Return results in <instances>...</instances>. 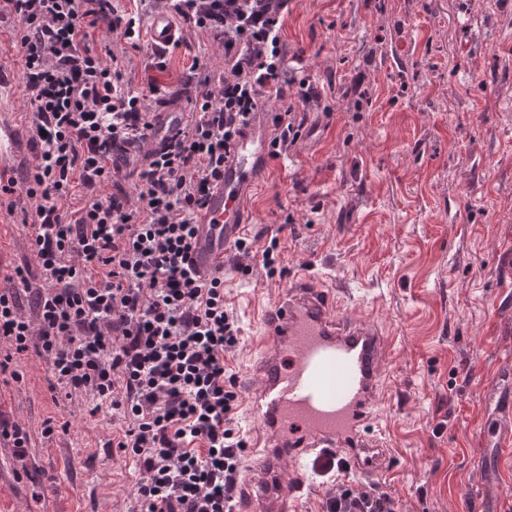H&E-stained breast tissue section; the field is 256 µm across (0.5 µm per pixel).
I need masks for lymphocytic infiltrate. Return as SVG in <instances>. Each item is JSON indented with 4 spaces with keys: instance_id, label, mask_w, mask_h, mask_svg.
<instances>
[{
    "instance_id": "f902f5d3",
    "label": "lymphocytic infiltrate",
    "mask_w": 512,
    "mask_h": 512,
    "mask_svg": "<svg viewBox=\"0 0 512 512\" xmlns=\"http://www.w3.org/2000/svg\"><path fill=\"white\" fill-rule=\"evenodd\" d=\"M289 0H0L22 60L33 162L0 185L8 213L29 226L34 266L0 278V374L36 348L51 387L108 403L126 426L111 445L142 473L135 512H233L247 446L227 358L241 342L224 280L193 271L194 219L224 155L260 101L273 102L271 153L302 137L319 102L309 80L288 75L282 43ZM181 25L222 48L219 78L199 61L178 81L184 126L142 151L153 114L168 100L156 80L125 86L122 65L141 48L143 17ZM111 44L98 53L95 34ZM136 162L131 187L123 165ZM321 512H395L375 487L337 479Z\"/></svg>"
}]
</instances>
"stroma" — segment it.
Returning <instances> with one entry per match:
<instances>
[{
	"mask_svg": "<svg viewBox=\"0 0 512 512\" xmlns=\"http://www.w3.org/2000/svg\"><path fill=\"white\" fill-rule=\"evenodd\" d=\"M289 57L322 94L303 138L247 199L249 236L277 239L286 274H224L241 327L236 385L257 356V311L302 268L351 290L393 340L379 423L392 468L377 488L397 512H512V442L498 429L512 383V0H290ZM13 31L0 23V108L29 119ZM205 37L131 52L123 81L175 83ZM0 381V410L25 428L29 458L0 487V512H130L138 468L109 448L122 423L91 396L52 399L35 353ZM67 431L44 435L45 421Z\"/></svg>",
	"mask_w": 512,
	"mask_h": 512,
	"instance_id": "1",
	"label": "stroma"
}]
</instances>
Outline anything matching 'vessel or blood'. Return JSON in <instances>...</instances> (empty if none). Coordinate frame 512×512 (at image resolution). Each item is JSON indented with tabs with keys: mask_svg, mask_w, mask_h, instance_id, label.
I'll use <instances>...</instances> for the list:
<instances>
[{
	"mask_svg": "<svg viewBox=\"0 0 512 512\" xmlns=\"http://www.w3.org/2000/svg\"><path fill=\"white\" fill-rule=\"evenodd\" d=\"M151 45L168 49L180 30L169 14L145 23ZM184 121L178 106L155 114L151 147ZM271 114L253 112L224 158L195 217L189 262L203 278L223 275L230 248L248 222L244 203L271 163ZM0 155L29 164L27 127L0 110ZM344 286L330 289L306 273L290 276L278 297L262 308L263 338L245 391L250 422L264 450L249 459L247 482L234 512H303V506L336 477L351 470L370 482L388 471L392 450L377 423L391 343L372 314L343 312Z\"/></svg>",
	"mask_w": 512,
	"mask_h": 512,
	"instance_id": "vessel-or-blood-1",
	"label": "vessel or blood"
}]
</instances>
